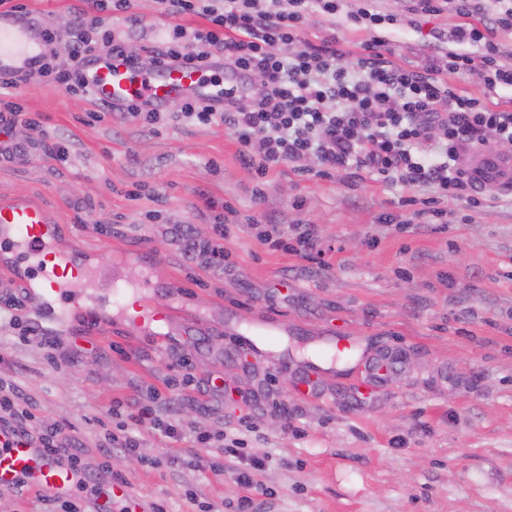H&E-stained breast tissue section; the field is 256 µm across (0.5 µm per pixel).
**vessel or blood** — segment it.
<instances>
[{"label": "vessel or blood", "instance_id": "1", "mask_svg": "<svg viewBox=\"0 0 512 512\" xmlns=\"http://www.w3.org/2000/svg\"><path fill=\"white\" fill-rule=\"evenodd\" d=\"M43 43V34L28 17L0 9L1 78L38 69ZM80 77L92 90L96 102L116 107L134 103L166 109L188 98L222 97L221 88L205 82L194 69L143 70L112 55L91 59L82 66ZM466 173L476 185L493 184L512 192V153H474ZM56 241L57 229L41 206L24 200L0 203V247L27 261L28 291L39 296L48 308L96 313L97 305L83 298L84 289L93 288L107 297H115L114 278L90 276L79 256L60 250ZM175 292V285L166 284L144 295L132 317L133 323L150 335L164 338L173 314L168 299ZM75 484L73 471L60 456L29 445L0 447L1 491L23 487L51 498L65 497ZM99 498L102 512H107L116 499L132 505L137 502L132 489L123 483L101 488Z\"/></svg>", "mask_w": 512, "mask_h": 512}]
</instances>
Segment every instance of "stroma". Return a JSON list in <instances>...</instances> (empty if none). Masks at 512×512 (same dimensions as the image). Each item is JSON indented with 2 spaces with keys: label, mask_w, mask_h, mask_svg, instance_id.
I'll return each mask as SVG.
<instances>
[{
  "label": "stroma",
  "mask_w": 512,
  "mask_h": 512,
  "mask_svg": "<svg viewBox=\"0 0 512 512\" xmlns=\"http://www.w3.org/2000/svg\"><path fill=\"white\" fill-rule=\"evenodd\" d=\"M38 28L60 30L86 0H19ZM129 44L160 40L170 21L153 0H135ZM453 12L415 17L386 31L390 58L418 65ZM338 38L353 61L370 31L309 13L302 39ZM17 98L39 128L26 162L0 161V202L41 206L61 243L96 273L119 271L126 299L146 275L177 283L168 339L141 332L111 309L98 325L56 324L60 358L0 320V377L34 403L33 425L73 424L77 455L93 477L130 478L147 507L166 512H512V194L484 190L455 223L411 225L400 234L377 218L397 209L400 187L270 173L267 197L251 201L254 176L224 125L168 122L158 132L35 76L0 98ZM62 141L66 161H46L43 141ZM257 208L279 223L317 228L329 268L269 247L244 228L224 241V274L191 264L166 229H211L225 207ZM282 327L269 350L234 359L240 331L258 315ZM181 352L188 366L173 363ZM397 364L364 389L362 353ZM220 372L231 392L203 394ZM181 405L173 438L143 424L134 455L106 437L124 419L118 403ZM247 431L236 455L197 443L200 432ZM191 451L223 461V476L167 466ZM134 465H126V457ZM251 485L238 480L251 460ZM248 470V469H247Z\"/></svg>",
  "instance_id": "1"
}]
</instances>
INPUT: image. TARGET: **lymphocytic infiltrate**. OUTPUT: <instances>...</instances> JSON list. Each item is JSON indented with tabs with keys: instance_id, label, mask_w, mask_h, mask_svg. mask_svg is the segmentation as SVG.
Returning <instances> with one entry per match:
<instances>
[{
	"instance_id": "f902f5d3",
	"label": "lymphocytic infiltrate",
	"mask_w": 512,
	"mask_h": 512,
	"mask_svg": "<svg viewBox=\"0 0 512 512\" xmlns=\"http://www.w3.org/2000/svg\"><path fill=\"white\" fill-rule=\"evenodd\" d=\"M157 12L174 19L168 40L148 48L152 67L188 65L200 71L223 65L237 84L224 91V108L194 100L183 101L177 118L195 124H224L241 146L245 166L258 182L254 200L265 198L270 172L291 167L308 172L316 160L318 177L332 178L349 171L407 189L404 206L418 216L444 221L442 204L460 200L468 207L481 205L480 187L457 164L460 150L492 152L512 150V110L493 109L481 99L463 97L448 83L451 75L478 73L484 90L512 95V64L494 40L499 29L512 28V0H411L414 15H433L452 7L460 22L448 33V51L429 56L418 66H396L384 59L386 39L381 29L397 25L391 15L377 12L373 0H155ZM327 18L344 14L347 22L372 30L352 67L341 64L338 45L305 47L300 34L309 10ZM185 15L206 20L204 28L180 25ZM83 15H75L64 30L69 38L67 67L55 75L70 90H84L78 77L84 61L103 53L125 54L127 36L105 30L100 47L83 28ZM263 73L265 90L248 92L251 76ZM428 188V197L414 190ZM254 216L228 207L214 215V246L201 245L191 226L175 225L173 237L191 262L220 271L224 268L222 241L232 227H256ZM290 240L269 220L263 237L276 249H292L308 260H320L314 225H290ZM19 387L0 382V447L32 442L54 454L65 455L80 476L82 494L93 493L95 483L85 473L72 448L74 435L61 427L34 429Z\"/></svg>"
}]
</instances>
